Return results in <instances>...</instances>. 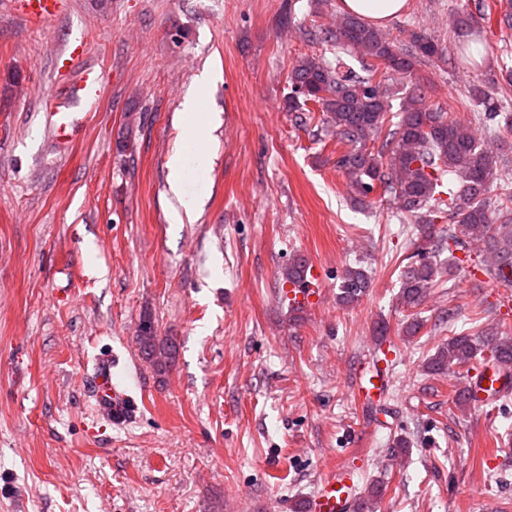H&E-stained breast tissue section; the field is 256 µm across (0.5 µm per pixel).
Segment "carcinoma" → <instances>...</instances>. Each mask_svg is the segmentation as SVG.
I'll return each instance as SVG.
<instances>
[{"label": "carcinoma", "instance_id": "obj_1", "mask_svg": "<svg viewBox=\"0 0 512 512\" xmlns=\"http://www.w3.org/2000/svg\"><path fill=\"white\" fill-rule=\"evenodd\" d=\"M486 0H470L452 14L457 37L455 67L475 66L471 43L492 25ZM325 55L300 58L289 79L288 111L295 122H307L306 113H323V124L342 151L336 168L345 175L353 200L363 206L378 194L393 202L401 223L413 225L414 256L401 273L397 298L408 309L417 308L431 290L461 266L457 253L479 252L482 271L498 283L512 286V165L495 141L512 133V123L497 131L503 115L496 85L470 84L462 100L482 107L470 119L426 105L427 85L417 74L424 62L441 61L442 50L427 35L410 29L405 40L390 37L358 18L338 13L323 35ZM361 56L362 72L342 56ZM403 78L393 92L391 81ZM400 96L399 109L392 100ZM380 141L378 148L370 147ZM448 219V229L436 220ZM307 260L296 256L282 270L283 283L305 273ZM371 286L361 267H347L340 276L336 299L342 306L360 302ZM141 353L158 370L177 354L176 342L157 335L149 320L137 336ZM489 352L505 376L512 375V336L503 338L495 326L475 333L461 331L449 337L426 363L430 374L470 373L477 357Z\"/></svg>", "mask_w": 512, "mask_h": 512}]
</instances>
